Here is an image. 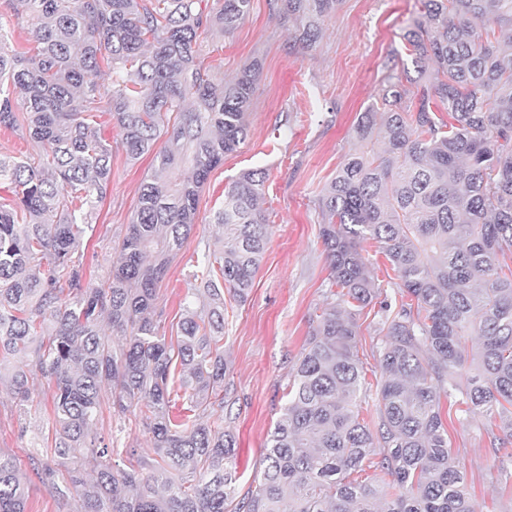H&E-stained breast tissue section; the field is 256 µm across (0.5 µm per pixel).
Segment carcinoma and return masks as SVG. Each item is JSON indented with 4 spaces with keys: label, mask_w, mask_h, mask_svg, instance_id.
Here are the masks:
<instances>
[{
    "label": "carcinoma",
    "mask_w": 512,
    "mask_h": 512,
    "mask_svg": "<svg viewBox=\"0 0 512 512\" xmlns=\"http://www.w3.org/2000/svg\"><path fill=\"white\" fill-rule=\"evenodd\" d=\"M36 16L31 55L0 28V126L34 152L0 155V383L20 405L54 386L53 454L37 456L66 512H474L442 402L512 437V0H422L405 31L412 68L388 75L359 114L346 162L322 188L330 302L293 365L288 402L255 490L235 499L236 440L203 417L224 410V292L246 301L270 237L266 172L224 189L213 259L192 272L177 345L154 319L158 286L195 229L199 192L248 135L260 64L231 80L202 67L200 39L231 34L253 0H18ZM341 0H269L288 43L314 50ZM111 68L100 84L101 64ZM21 99L25 112L14 110ZM109 112L131 161L154 153L108 277L82 262L85 226L108 194ZM166 141L154 146L161 135ZM189 165L191 174L174 178ZM378 244L404 301L394 309L364 244ZM381 325L375 383L360 356L363 318ZM479 342L466 349L471 331ZM180 369L188 424L170 415ZM375 390L376 418L361 393ZM140 408L157 456L116 468L96 425ZM387 479L373 484L362 473ZM27 482L0 453V512H25Z\"/></svg>",
    "instance_id": "obj_1"
}]
</instances>
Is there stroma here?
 I'll return each mask as SVG.
<instances>
[{"label": "stroma", "mask_w": 512, "mask_h": 512, "mask_svg": "<svg viewBox=\"0 0 512 512\" xmlns=\"http://www.w3.org/2000/svg\"><path fill=\"white\" fill-rule=\"evenodd\" d=\"M420 10L421 0H342L318 48L304 54L289 47L267 0H253L249 17L232 34L202 44V64L217 77L232 79L252 60L260 62L261 76L248 136L225 155L201 191L197 226L169 266L156 318L166 336H177L188 273L204 244L221 234L212 218L224 206L225 186L244 170L265 169L261 207L271 226L269 243L246 302L224 299V423L236 437V497L258 484L262 449L288 401L289 370L330 289L331 269L319 237L320 191L344 163L356 117L378 94L388 70L399 73L409 64L404 33ZM150 169V157L134 162L124 152L113 153L111 189L87 232L84 265L92 276L111 270ZM52 393L51 384L36 379L22 409L0 389V452L21 468H28L33 451L53 444ZM97 430L117 446L119 467H136L154 456L138 413L103 415ZM498 434L480 419L448 422L475 512H512V488L501 482L491 447Z\"/></svg>", "instance_id": "stroma-1"}]
</instances>
